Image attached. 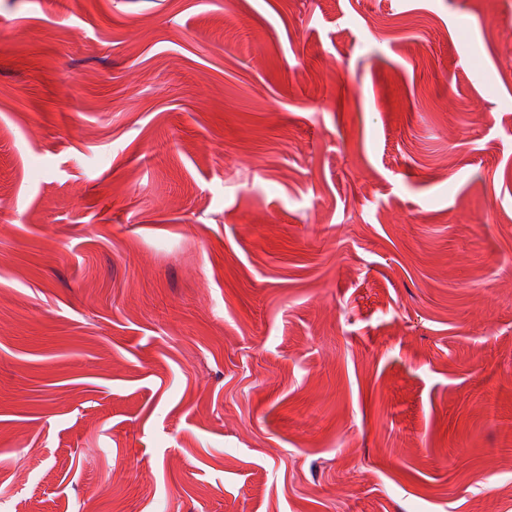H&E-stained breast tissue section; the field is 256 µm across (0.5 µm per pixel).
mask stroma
I'll return each mask as SVG.
<instances>
[{
	"mask_svg": "<svg viewBox=\"0 0 512 512\" xmlns=\"http://www.w3.org/2000/svg\"><path fill=\"white\" fill-rule=\"evenodd\" d=\"M512 0H0V512H512Z\"/></svg>",
	"mask_w": 512,
	"mask_h": 512,
	"instance_id": "35a3bbf8",
	"label": "stroma"
}]
</instances>
